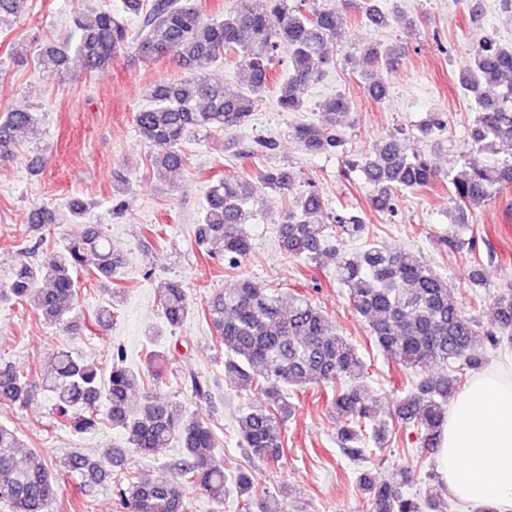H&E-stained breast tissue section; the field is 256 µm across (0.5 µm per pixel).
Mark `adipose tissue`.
Listing matches in <instances>:
<instances>
[{
	"label": "adipose tissue",
	"mask_w": 512,
	"mask_h": 512,
	"mask_svg": "<svg viewBox=\"0 0 512 512\" xmlns=\"http://www.w3.org/2000/svg\"><path fill=\"white\" fill-rule=\"evenodd\" d=\"M438 474L461 504L512 512V363L476 375L453 403Z\"/></svg>",
	"instance_id": "1"
}]
</instances>
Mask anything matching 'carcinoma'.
Wrapping results in <instances>:
<instances>
[{"label": "carcinoma", "mask_w": 512, "mask_h": 512, "mask_svg": "<svg viewBox=\"0 0 512 512\" xmlns=\"http://www.w3.org/2000/svg\"><path fill=\"white\" fill-rule=\"evenodd\" d=\"M289 6L288 0H266L256 10L249 0H235L224 17H206L192 0H122V14L100 10L72 15L73 34L60 41L45 38L37 49V64L49 76L70 70L78 61L88 72L112 65L121 55L154 60L174 50L185 74L154 83L150 104L133 121L154 149L153 167L161 176L182 167L181 144L193 132H224L251 120L263 95L276 83V60L288 57V78L279 84L277 104L283 112H299L304 103L296 94L301 86L316 83L333 59L329 42H341L345 29L336 10L317 6V0ZM29 0H0V29L27 12ZM356 19L375 28L390 26L392 16L381 0H348ZM142 18L137 35H130L125 17ZM401 51L370 44L363 50V74L374 67L399 63ZM228 60L245 74L244 87L231 90L220 70ZM457 82L473 101L475 116L468 125L471 146L509 159L499 165L479 166L461 157L446 171L432 166L428 156L403 139L389 138L359 156L345 154L341 119L350 101L338 94L322 105V120L294 127L293 136L312 154L343 157V174L358 171L371 187L370 208L381 214L395 212L401 190L445 187L454 204V230L436 238L445 252L466 251L472 264L473 288L488 285L496 255L470 231L472 211L512 187V45L493 38L469 47V65ZM40 118L30 108H12L0 118V161L9 162L18 151L19 137L37 134ZM448 127V115L431 112L419 127L423 137ZM296 173L268 166L251 183L219 178L209 186L195 227V243L210 260L237 263L251 250L244 224L263 204L267 192L288 198L281 216L279 237L288 257L317 264L335 252L334 239L364 231L358 212L328 210L315 186L291 195ZM92 203L74 197L68 202L71 223L84 224ZM55 214L41 208L29 227L35 245L17 249L12 266L0 274V303L29 305L43 319L62 330L71 328L77 296L76 274L86 270L100 283L117 279L121 259L108 236L84 228L65 237V245L37 260L46 225ZM336 281L346 287L355 311L366 321L369 335L387 358L413 373L406 395L398 404L404 429L414 433L418 458L440 447L448 418V400L458 395L461 378L455 364L473 371L485 367L477 352L483 346L512 345V286L498 293L482 319L466 314L452 293L453 284L419 253L391 250L369 241L343 256L336 265ZM121 288L112 289V306L99 310L98 322L114 319ZM162 321L178 328L194 312L179 281L164 283L157 292ZM203 312L224 345V373L243 387L256 385L264 402L247 407L237 418L239 447L249 457L275 463L286 453L284 423L293 411L289 392L305 385L331 387L328 402L341 416L336 432L340 452L362 462L369 444L380 445L388 436L374 401L349 381L364 375L366 364L358 347L343 336L332 319L307 295L296 289L271 288L250 276L235 287L212 296ZM143 374L126 363L119 348L112 353L108 373L93 361L59 348L36 377L12 364L0 363V403L27 401L34 391L53 401L59 422L78 434L109 423L125 437L128 449L158 455L172 441L183 454L180 480H150L124 467L123 453L111 450L106 461L74 453L56 468L40 452L22 450L24 444L10 426L0 423V502L13 512H50L57 495V475L90 490L120 469L115 487L129 512H187L186 488L196 487L221 502L230 492L256 512H285L276 497L260 490L255 474L246 467L226 473L215 465L218 442L207 420L197 413L177 414L167 403L146 393L136 407L133 392L143 388ZM424 499L403 492L406 476L375 477L365 471L357 477L367 497L369 512H432L443 500L444 486L437 474H427Z\"/></svg>", "instance_id": "obj_1"}]
</instances>
